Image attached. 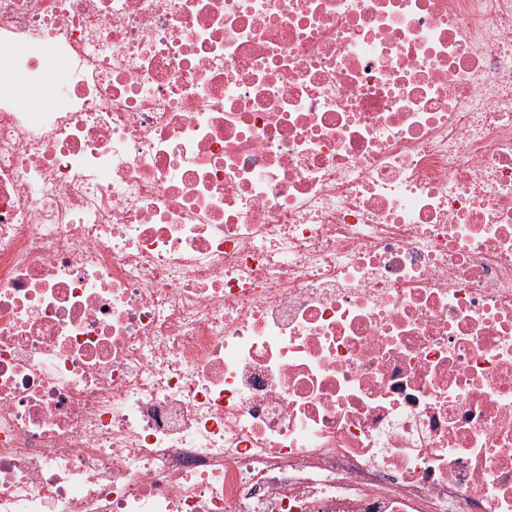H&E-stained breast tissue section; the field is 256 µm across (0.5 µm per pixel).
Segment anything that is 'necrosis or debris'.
Returning a JSON list of instances; mask_svg holds the SVG:
<instances>
[{"label": "necrosis or debris", "mask_w": 512, "mask_h": 512, "mask_svg": "<svg viewBox=\"0 0 512 512\" xmlns=\"http://www.w3.org/2000/svg\"><path fill=\"white\" fill-rule=\"evenodd\" d=\"M0 512H512V0H0Z\"/></svg>", "instance_id": "obj_1"}]
</instances>
